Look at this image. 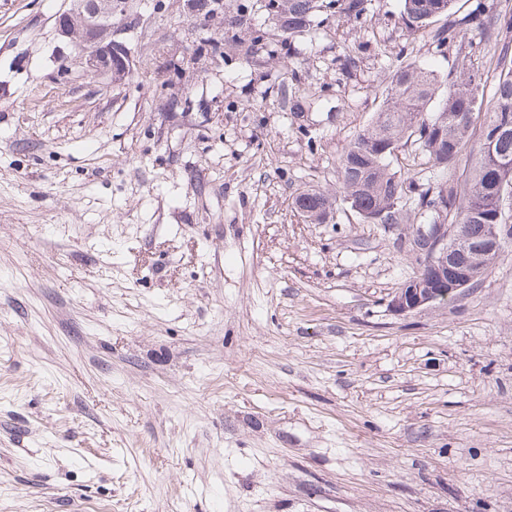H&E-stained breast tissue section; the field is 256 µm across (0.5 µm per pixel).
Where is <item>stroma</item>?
Segmentation results:
<instances>
[{
	"instance_id": "35a3bbf8",
	"label": "stroma",
	"mask_w": 512,
	"mask_h": 512,
	"mask_svg": "<svg viewBox=\"0 0 512 512\" xmlns=\"http://www.w3.org/2000/svg\"><path fill=\"white\" fill-rule=\"evenodd\" d=\"M71 6L0 0V512H512V244L400 315L430 213L293 205L401 62L488 69L484 32L130 0L91 78Z\"/></svg>"
}]
</instances>
